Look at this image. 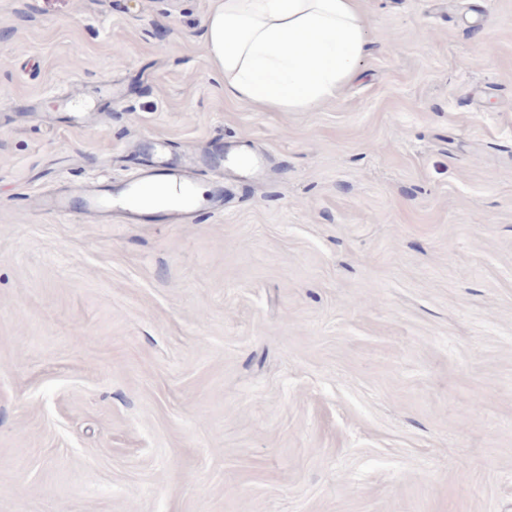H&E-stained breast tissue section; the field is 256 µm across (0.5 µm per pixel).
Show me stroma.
Here are the masks:
<instances>
[{
	"label": "stroma",
	"instance_id": "35a3bbf8",
	"mask_svg": "<svg viewBox=\"0 0 512 512\" xmlns=\"http://www.w3.org/2000/svg\"><path fill=\"white\" fill-rule=\"evenodd\" d=\"M361 5L359 76L275 112L213 0H0V512H512V0ZM159 140L223 210L27 204Z\"/></svg>",
	"mask_w": 512,
	"mask_h": 512
}]
</instances>
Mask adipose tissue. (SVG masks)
Wrapping results in <instances>:
<instances>
[{"label": "adipose tissue", "instance_id": "1", "mask_svg": "<svg viewBox=\"0 0 512 512\" xmlns=\"http://www.w3.org/2000/svg\"><path fill=\"white\" fill-rule=\"evenodd\" d=\"M204 27L225 95L266 110L334 98L368 51L359 0H220Z\"/></svg>", "mask_w": 512, "mask_h": 512}]
</instances>
